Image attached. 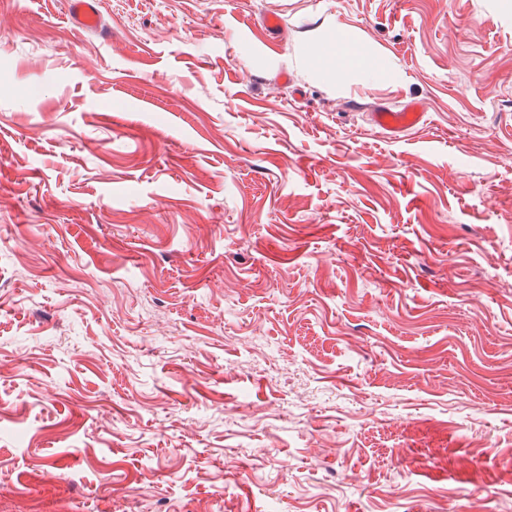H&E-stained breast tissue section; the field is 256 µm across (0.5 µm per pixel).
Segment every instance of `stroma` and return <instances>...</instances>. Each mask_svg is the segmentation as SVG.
<instances>
[{"label":"stroma","instance_id":"35a3bbf8","mask_svg":"<svg viewBox=\"0 0 512 512\" xmlns=\"http://www.w3.org/2000/svg\"><path fill=\"white\" fill-rule=\"evenodd\" d=\"M100 9L0 0V512H512V0ZM67 4L81 28L95 31L101 27L99 0H68ZM423 117L421 106L414 103L399 111L388 107L379 108L372 113V122L386 133L398 134L419 126Z\"/></svg>","mask_w":512,"mask_h":512}]
</instances>
